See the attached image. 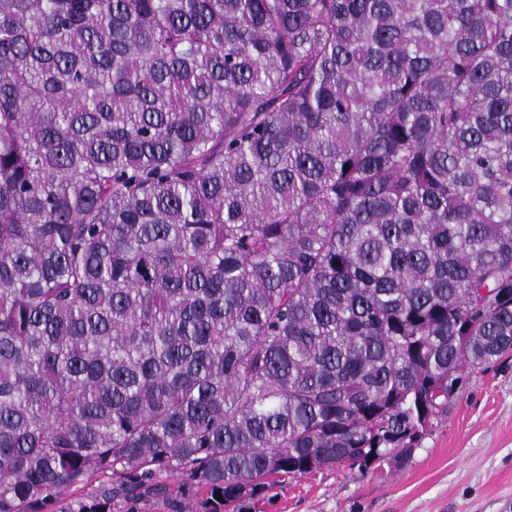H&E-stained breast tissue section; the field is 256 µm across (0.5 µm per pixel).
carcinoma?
Returning <instances> with one entry per match:
<instances>
[{
    "mask_svg": "<svg viewBox=\"0 0 512 512\" xmlns=\"http://www.w3.org/2000/svg\"><path fill=\"white\" fill-rule=\"evenodd\" d=\"M511 353L512 0H0V512L404 466Z\"/></svg>",
    "mask_w": 512,
    "mask_h": 512,
    "instance_id": "cac0c4a2",
    "label": "carcinoma"
}]
</instances>
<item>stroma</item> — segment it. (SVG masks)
Returning a JSON list of instances; mask_svg holds the SVG:
<instances>
[{
	"instance_id": "35a3bbf8",
	"label": "stroma",
	"mask_w": 512,
	"mask_h": 512,
	"mask_svg": "<svg viewBox=\"0 0 512 512\" xmlns=\"http://www.w3.org/2000/svg\"><path fill=\"white\" fill-rule=\"evenodd\" d=\"M263 512H512V354L470 374L406 466L386 457L290 477Z\"/></svg>"
}]
</instances>
